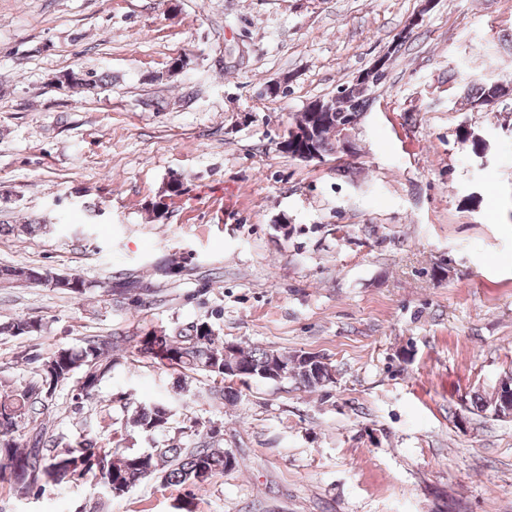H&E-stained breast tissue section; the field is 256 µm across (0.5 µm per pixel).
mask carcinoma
<instances>
[{
    "mask_svg": "<svg viewBox=\"0 0 512 512\" xmlns=\"http://www.w3.org/2000/svg\"><path fill=\"white\" fill-rule=\"evenodd\" d=\"M103 81V75H85L74 70L58 78L59 83L69 87ZM511 94L512 80L504 76L497 80L471 76L463 86L464 99L472 109L491 110ZM370 104V99L340 89L332 100V116L319 119L308 146L321 157L334 154L339 121L358 119ZM456 136L470 144L477 156L487 148L486 141L466 127L458 128ZM42 228L41 224H1L0 234L32 235ZM21 282L49 286L76 296L96 287L80 275H59L27 266L0 267V283ZM134 288L149 291L136 279L104 282L108 295L138 307L150 306L152 301L148 297L131 296ZM44 332L42 320L26 315L0 323V336L4 338L40 336ZM120 352L135 362L147 361L171 369L185 382L206 377L212 383L209 391L215 398H236L234 387L224 385V337L206 319L142 336H96L78 346L60 347L47 356L23 351L16 360L34 365L33 376L0 387V485L17 492L21 485L28 491L34 487L42 491L95 482L103 485L110 497L119 498L145 479L200 488L214 476L238 466L236 457L221 447L220 430L212 422L195 419L188 426H179L169 402L139 400L128 392L110 399L111 406L105 414L110 431L106 435L81 429L63 437L43 423L42 417L54 407L58 389L69 382L73 383L71 408L74 413H81L85 403L98 395ZM232 358L250 380L261 378L276 358L288 370L289 377L306 388L321 389L332 384L328 367L313 368L299 359L296 351L258 346L245 349L238 345ZM476 407L496 415L503 404L493 391L477 396ZM160 432L168 435L165 444L147 449L135 447L136 437Z\"/></svg>",
    "mask_w": 512,
    "mask_h": 512,
    "instance_id": "obj_1",
    "label": "carcinoma"
}]
</instances>
